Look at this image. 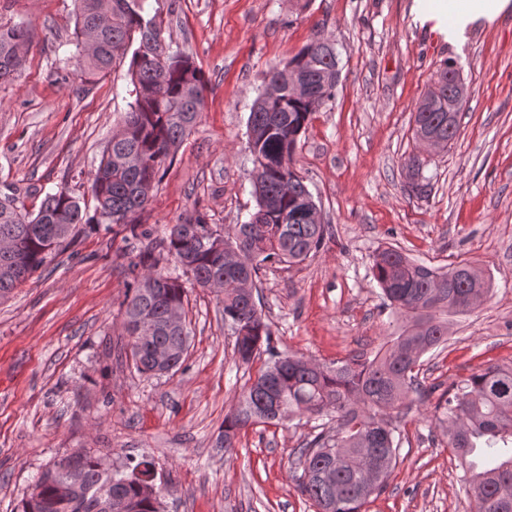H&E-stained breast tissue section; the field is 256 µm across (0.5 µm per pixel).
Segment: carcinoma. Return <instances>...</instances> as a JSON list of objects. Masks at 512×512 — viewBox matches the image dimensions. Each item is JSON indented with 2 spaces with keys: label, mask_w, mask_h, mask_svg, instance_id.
I'll list each match as a JSON object with an SVG mask.
<instances>
[{
  "label": "carcinoma",
  "mask_w": 512,
  "mask_h": 512,
  "mask_svg": "<svg viewBox=\"0 0 512 512\" xmlns=\"http://www.w3.org/2000/svg\"><path fill=\"white\" fill-rule=\"evenodd\" d=\"M75 34L80 75L103 77L127 66L128 111L103 151L90 190L95 202L66 187L45 195L38 210L24 211L12 196L0 197V298L6 297L47 259L69 244L82 224H116L142 247L131 266L145 270L122 303L123 327L136 370L152 374L151 348L172 351L174 367L182 364L189 343L171 313L184 312L187 291L181 276L206 288L212 282L237 279L250 290H224V324L235 334L234 354L247 364L260 350L269 355L264 368L243 394L239 409L224 418L220 441L233 447L238 432L258 423L277 424L291 416H331L336 427L319 432L301 449L304 478L300 493L319 512H362L366 500L384 487L397 459L390 412L405 406L409 394L421 400L424 388L415 374L426 352L448 341V321L440 314L467 313L487 295L490 280L474 264L462 262L447 270L430 268L398 248L379 249L372 274L395 312L409 320L399 335L382 344L371 359H351L325 366L300 358L281 362L269 347L271 334L253 290L268 262L301 263L323 246L328 227L309 217L312 195L291 168L292 156L311 114L333 95L338 60L326 40L304 45L282 65L263 76L261 93L248 118V151L254 165L256 210L224 236V252L213 249L203 216L183 221L195 230L167 224L160 236L138 220L185 137L198 125L203 106L204 76L191 58L166 43L158 13L147 0H112V18L102 21L101 0H75ZM27 30L0 27V83L15 79L23 67ZM288 71L301 82L295 94ZM456 64L446 61L420 100L413 119V138L430 136L450 145L459 132V114L468 89ZM174 259L182 275L158 271L161 255ZM152 325L150 339H141L138 324ZM443 415L448 447L464 465L463 479L473 487V512H512V366H491L446 391ZM152 462L144 457L131 472L107 473L88 452L74 466L60 460L45 469L33 491L21 501V512H44L43 504L64 488L75 496L62 512H94L100 490L136 507L159 512V491L132 480V472Z\"/></svg>",
  "instance_id": "carcinoma-1"
}]
</instances>
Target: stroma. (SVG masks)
Segmentation results:
<instances>
[{"mask_svg":"<svg viewBox=\"0 0 512 512\" xmlns=\"http://www.w3.org/2000/svg\"><path fill=\"white\" fill-rule=\"evenodd\" d=\"M465 2L148 0L207 82L201 121L140 217L158 232L196 215L226 231L248 219L247 121L263 72L313 39L336 47L335 95L293 157L328 239L303 263L260 272L279 353L332 366L373 357L405 328L372 276L379 248L429 267L471 261L492 279L471 312L449 314L447 343L422 356L418 378L432 393L396 420L388 486L362 512H467L472 491L439 395L512 365V0L494 13ZM74 9V0H0V25L29 34L21 74L0 84V194L29 208L61 186L86 192L127 109L125 72L95 82L77 72ZM447 60L469 96L454 142L429 152L412 138V114ZM139 248L106 225L85 228L0 300V512H19L41 471L80 448L118 470L152 459L162 512H316L298 490V450L333 420L256 424L233 447L217 442L265 359L238 362L215 293L187 289L191 343L178 369L147 377L123 356L119 310Z\"/></svg>","mask_w":512,"mask_h":512,"instance_id":"stroma-1","label":"stroma"}]
</instances>
